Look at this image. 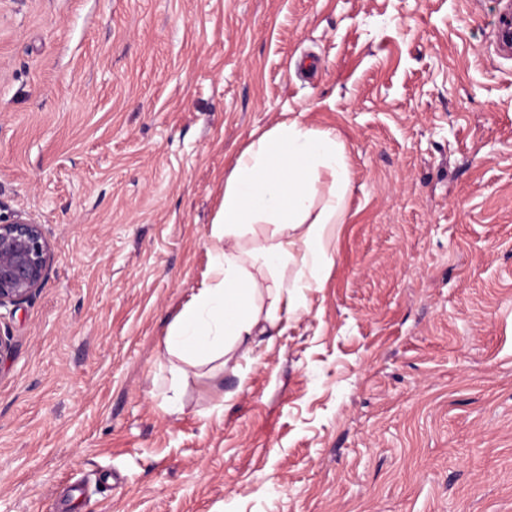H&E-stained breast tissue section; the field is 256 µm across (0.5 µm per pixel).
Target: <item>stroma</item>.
Returning a JSON list of instances; mask_svg holds the SVG:
<instances>
[{
    "label": "stroma",
    "instance_id": "obj_1",
    "mask_svg": "<svg viewBox=\"0 0 512 512\" xmlns=\"http://www.w3.org/2000/svg\"><path fill=\"white\" fill-rule=\"evenodd\" d=\"M500 0H0V512H512V58ZM343 143L345 219L245 379L170 324L253 131ZM51 252L42 225L30 215L0 221V308L21 304L42 285Z\"/></svg>",
    "mask_w": 512,
    "mask_h": 512
}]
</instances>
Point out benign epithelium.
<instances>
[{"label":"benign epithelium","mask_w":512,"mask_h":512,"mask_svg":"<svg viewBox=\"0 0 512 512\" xmlns=\"http://www.w3.org/2000/svg\"><path fill=\"white\" fill-rule=\"evenodd\" d=\"M51 252L42 225L30 215L0 222V308L21 304L42 285Z\"/></svg>","instance_id":"benign-epithelium-1"}]
</instances>
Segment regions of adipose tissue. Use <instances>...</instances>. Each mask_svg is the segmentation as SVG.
Returning a JSON list of instances; mask_svg holds the SVG:
<instances>
[{
    "label": "adipose tissue",
    "instance_id": "obj_1",
    "mask_svg": "<svg viewBox=\"0 0 512 512\" xmlns=\"http://www.w3.org/2000/svg\"><path fill=\"white\" fill-rule=\"evenodd\" d=\"M324 178L331 190L321 199L316 185ZM349 186L342 143L296 121L262 132L239 153L212 227L214 282L199 289L166 335L171 412L181 409L189 369L242 375L256 347L273 344L296 319L293 295L330 264L325 241L343 219ZM256 224L273 225L272 236L244 249L241 240ZM262 270L268 280L257 279Z\"/></svg>",
    "mask_w": 512,
    "mask_h": 512
}]
</instances>
